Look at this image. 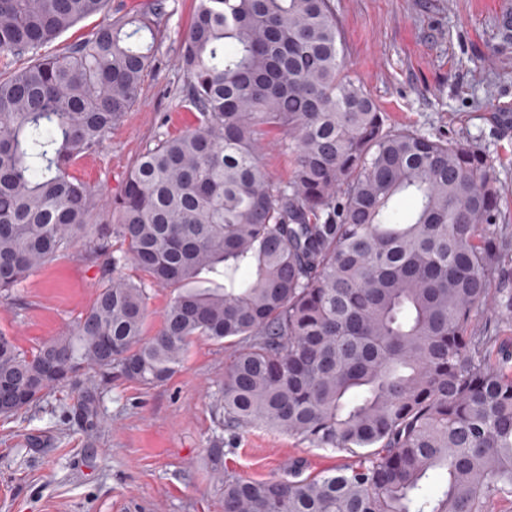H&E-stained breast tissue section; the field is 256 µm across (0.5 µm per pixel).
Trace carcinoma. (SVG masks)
Listing matches in <instances>:
<instances>
[{
  "instance_id": "obj_1",
  "label": "carcinoma",
  "mask_w": 512,
  "mask_h": 512,
  "mask_svg": "<svg viewBox=\"0 0 512 512\" xmlns=\"http://www.w3.org/2000/svg\"><path fill=\"white\" fill-rule=\"evenodd\" d=\"M109 7L0 0V53L25 59L0 75V296L78 241L99 284L36 353L0 334V416L88 370L155 386L203 337L231 349L221 424L357 457L243 481L213 448L224 512H489L512 497V352L476 322L490 304L512 319V289L491 293L512 278L491 155L386 125L348 75L331 0H198L179 58L194 121L145 147L108 210L70 166L139 102L167 4L42 49ZM272 132L295 155L286 182L259 160ZM129 261L176 290L148 338ZM99 398L93 383L77 404L91 427Z\"/></svg>"
}]
</instances>
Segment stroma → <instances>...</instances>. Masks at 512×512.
<instances>
[{"mask_svg": "<svg viewBox=\"0 0 512 512\" xmlns=\"http://www.w3.org/2000/svg\"><path fill=\"white\" fill-rule=\"evenodd\" d=\"M170 14L139 103L103 146L71 174L117 195L138 154L193 121L180 103L187 79L181 35L197 0H168ZM502 0H332L351 76L391 126L485 148L505 189L512 225V35L499 23ZM83 246L32 271L0 296V334L26 354L63 335L93 303L98 280ZM230 351L195 340L179 371L154 387L115 378L102 385L101 426L86 436L70 413L86 377L60 387L14 418H0V512H224L208 461L241 480L278 479L296 462L303 475L354 463L353 454L315 448L260 426L221 427L213 398Z\"/></svg>", "mask_w": 512, "mask_h": 512, "instance_id": "1", "label": "stroma"}]
</instances>
